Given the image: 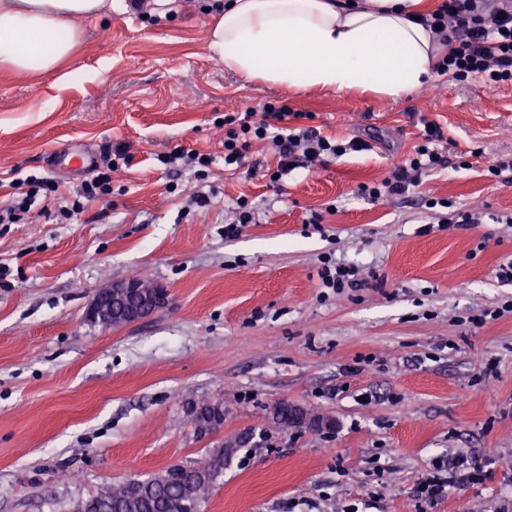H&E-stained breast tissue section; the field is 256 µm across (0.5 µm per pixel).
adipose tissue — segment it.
<instances>
[{
    "label": "adipose tissue",
    "instance_id": "1",
    "mask_svg": "<svg viewBox=\"0 0 512 512\" xmlns=\"http://www.w3.org/2000/svg\"><path fill=\"white\" fill-rule=\"evenodd\" d=\"M436 0H227L207 52L244 81L296 91L353 90L402 98L431 81L445 48L419 17ZM110 0H0V68L57 72L83 40L80 21Z\"/></svg>",
    "mask_w": 512,
    "mask_h": 512
}]
</instances>
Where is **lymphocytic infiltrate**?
I'll use <instances>...</instances> for the list:
<instances>
[{"label": "lymphocytic infiltrate", "mask_w": 512, "mask_h": 512, "mask_svg": "<svg viewBox=\"0 0 512 512\" xmlns=\"http://www.w3.org/2000/svg\"><path fill=\"white\" fill-rule=\"evenodd\" d=\"M424 24L448 48L436 65L438 73L450 74L459 82L475 77L489 87L512 83V0H443ZM302 118V112L275 100L262 103L255 111L225 114V170L244 168L252 145L260 141L269 144L275 154L276 164L268 171L274 184L282 182L292 170H310L368 148L365 141L356 137L336 140L322 135L316 127L303 124ZM421 137V143L415 145L403 164L381 182L360 185L359 195L374 201L406 195L422 185L424 176L444 166L441 145L445 137L440 125L424 122ZM122 158V152H115L104 170L72 197L63 195L58 183L46 176L29 174L16 178L17 195L9 204L0 206V223H21L36 205L43 213L54 212L72 219L87 204L111 194L112 175L118 171ZM432 466V475L416 488L417 497L427 502L441 499L451 487L484 479L482 469L471 463L462 467L439 457Z\"/></svg>", "instance_id": "1"}]
</instances>
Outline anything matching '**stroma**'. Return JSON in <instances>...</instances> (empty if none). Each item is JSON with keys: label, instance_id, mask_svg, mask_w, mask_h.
I'll use <instances>...</instances> for the list:
<instances>
[{"label": "stroma", "instance_id": "1", "mask_svg": "<svg viewBox=\"0 0 512 512\" xmlns=\"http://www.w3.org/2000/svg\"><path fill=\"white\" fill-rule=\"evenodd\" d=\"M223 2L169 0L158 22L129 7L81 21L65 80L0 69V200L17 171L66 193L91 178L53 166L54 151L128 160L110 203L0 224V512H76L105 485L218 448L233 454L201 512H499L512 503V282L496 276L512 262V182L487 179L477 158L404 197L357 188L405 161L423 117L452 160L477 147L512 156V84L439 74L392 100L248 83L205 50ZM269 100L370 148L277 188L225 171V113ZM177 145L214 157L207 180L157 161ZM199 190L214 193L203 214ZM428 194L481 223H440ZM241 195L255 221L225 236ZM314 211L322 223H308ZM326 255L360 287H324ZM136 271L166 304L121 327L89 322L96 293ZM281 402L299 424L273 420ZM205 403L223 405L224 425L201 435L189 412ZM440 456L484 465L485 480L421 501Z\"/></svg>", "mask_w": 512, "mask_h": 512}]
</instances>
